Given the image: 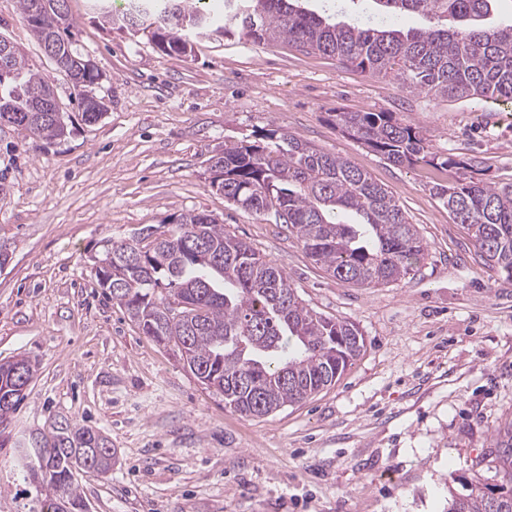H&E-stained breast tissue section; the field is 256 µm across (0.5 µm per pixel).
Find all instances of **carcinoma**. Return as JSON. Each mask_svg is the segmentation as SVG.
Masks as SVG:
<instances>
[{"label":"carcinoma","mask_w":512,"mask_h":512,"mask_svg":"<svg viewBox=\"0 0 512 512\" xmlns=\"http://www.w3.org/2000/svg\"><path fill=\"white\" fill-rule=\"evenodd\" d=\"M301 0H229L218 24L205 0H128L117 17L101 7L104 21L120 30L151 31L168 54L189 52L190 35L207 31L254 43L286 40L303 51L333 56L373 74L389 76L410 93L443 98L512 102V23L487 26L498 0H375L385 20L331 24L300 7ZM35 0H18L19 13L41 44L53 43L54 62L84 96L98 71L80 68L81 55L63 26L37 18ZM422 15L444 25L403 31L397 20ZM53 93L50 79L29 67L21 52L0 68V120L54 142L70 134L63 112H35ZM336 126L394 165L437 162L427 139L391 112L333 113ZM267 143L224 145L210 159L211 184L224 199L250 213L271 214L302 244L310 259L337 280L360 286L398 281L424 258L416 225L395 196L346 160L292 134L265 136ZM437 194L457 224L471 233L481 256L512 281V183L501 186L458 179ZM111 271L123 283L115 300L142 333L177 353L204 385L245 416H269L303 403L334 385L364 349L358 327L314 311L286 272L246 242L224 232L217 218L181 213L174 223L147 226L133 239L113 243ZM137 253L130 266L126 253ZM26 358L0 363V428L25 400L15 387L32 379ZM11 447L24 477L40 490V512H87L80 471L112 469V443L101 431L62 419L0 448ZM47 459L43 466L40 459ZM503 474L500 484L470 483L467 495H450L447 512H512V421L498 425L477 457Z\"/></svg>","instance_id":"1"}]
</instances>
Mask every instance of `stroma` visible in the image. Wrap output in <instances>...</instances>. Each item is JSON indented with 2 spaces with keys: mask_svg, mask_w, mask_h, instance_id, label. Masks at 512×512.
I'll return each instance as SVG.
<instances>
[{
  "mask_svg": "<svg viewBox=\"0 0 512 512\" xmlns=\"http://www.w3.org/2000/svg\"><path fill=\"white\" fill-rule=\"evenodd\" d=\"M71 39L99 71L106 110L82 121L65 76L0 0V36L54 81L73 120L51 144L0 123V362L35 375L13 436L66 417L112 443L108 474L78 476L88 512H447L495 427L512 420V282L481 259L434 184L462 171L396 166L342 134L336 110L391 112L437 156L477 158L475 178L512 182V104L402 91L337 58L216 33L188 55L104 25L68 0ZM286 131L392 192L426 245L405 279L336 280L285 225L211 186L225 143ZM213 215L284 269L306 304L358 325L365 347L336 384L266 417L242 416L106 300L90 272L110 241L183 212ZM37 490L0 450V512H36Z\"/></svg>",
  "mask_w": 512,
  "mask_h": 512,
  "instance_id": "1",
  "label": "stroma"
}]
</instances>
